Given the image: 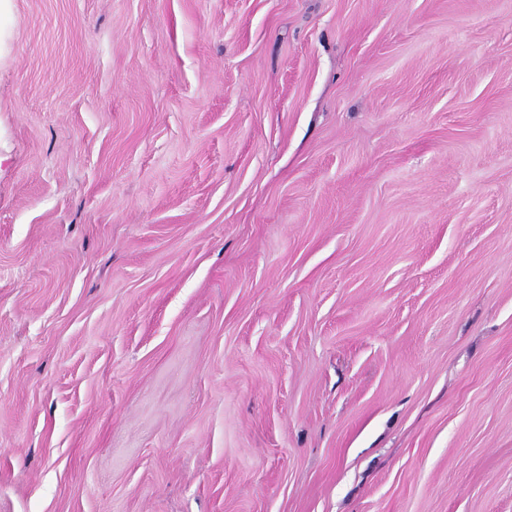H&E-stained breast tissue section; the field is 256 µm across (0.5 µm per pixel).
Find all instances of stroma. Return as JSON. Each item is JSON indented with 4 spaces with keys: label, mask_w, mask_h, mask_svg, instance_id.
<instances>
[{
    "label": "stroma",
    "mask_w": 512,
    "mask_h": 512,
    "mask_svg": "<svg viewBox=\"0 0 512 512\" xmlns=\"http://www.w3.org/2000/svg\"><path fill=\"white\" fill-rule=\"evenodd\" d=\"M0 512H512V0H0Z\"/></svg>",
    "instance_id": "obj_1"
}]
</instances>
